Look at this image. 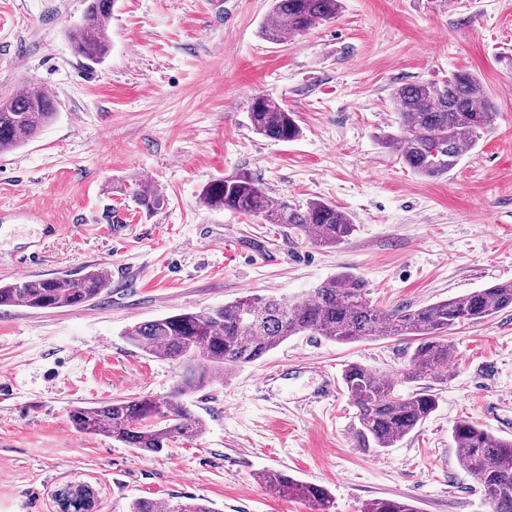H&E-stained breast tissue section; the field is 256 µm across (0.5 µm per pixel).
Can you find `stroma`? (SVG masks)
<instances>
[{
    "label": "stroma",
    "mask_w": 512,
    "mask_h": 512,
    "mask_svg": "<svg viewBox=\"0 0 512 512\" xmlns=\"http://www.w3.org/2000/svg\"><path fill=\"white\" fill-rule=\"evenodd\" d=\"M271 0H117L103 64L86 67L67 29L85 0H0V96L38 86L57 116L27 145L0 152V282L36 244L29 277L106 268L108 293L84 305L0 310V512H58L83 484L94 512L136 498H204L214 512H310L267 492L281 470L327 486L332 512L400 499L418 512H485L457 462L452 427L468 418L512 439V310L454 330L457 368L437 410L394 447L358 448L346 365L389 376L414 344L294 336L185 403L205 422L193 441L144 454L78 432L76 405L167 396L184 364L149 355L126 329L203 312L245 294L293 299L351 272L384 309L417 307L512 281V0H343L330 25L264 40ZM464 70L498 115L447 175L422 177L381 137L393 88ZM297 115L301 137L252 131L254 97ZM250 173L289 204L321 199L356 230L334 248L279 224L200 201L214 179ZM139 179L166 208L139 213L122 192ZM124 225L113 238V225Z\"/></svg>",
    "instance_id": "stroma-1"
}]
</instances>
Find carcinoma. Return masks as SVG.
<instances>
[{
  "label": "carcinoma",
  "instance_id": "cac0c4a2",
  "mask_svg": "<svg viewBox=\"0 0 512 512\" xmlns=\"http://www.w3.org/2000/svg\"><path fill=\"white\" fill-rule=\"evenodd\" d=\"M116 0H87L79 22L67 34L72 51L88 66L104 62L111 49L108 27ZM342 0H272L263 37L272 43L333 23ZM398 132L383 138L402 163L427 178L441 177L474 147L480 133L494 123L496 112L477 77L452 72L441 81H421L394 89ZM56 117L51 94L36 88L0 101V150L32 141ZM251 129L265 138L291 142L301 128L293 112L272 96L260 108L249 109ZM134 204L148 215L161 211L165 195L140 184L128 188ZM213 210H227L281 224L322 247H337L354 232L348 213L335 204L312 200L290 205L269 195L248 173L211 181L200 195ZM109 271L93 267L81 278L48 277L0 283V308L64 309L98 298L110 286ZM512 309V281L477 288L466 294L417 308L384 310L366 297L364 280L340 273L295 300L243 295L203 313L183 312L135 323L126 331L129 342L155 356L185 363L182 380L163 398L140 396L113 399L93 406H75L69 419L80 432L105 435L129 448L157 454L183 440L198 438L202 418L179 398L207 387L230 370L252 363L292 336H327L343 343L385 336H413L417 345L400 377L360 364H349L342 381L356 408L358 446L373 451L391 448L437 408L433 386L444 384L455 367L448 334L465 323H481ZM429 382L402 394V384ZM458 462L474 475L489 512H512V440L500 438L470 420L452 429ZM258 481L281 497L310 503L315 512H330L331 496L322 485L266 470ZM129 512H214L209 501L157 502L138 498ZM361 512H417L410 503L375 499Z\"/></svg>",
  "mask_w": 512,
  "mask_h": 512
}]
</instances>
